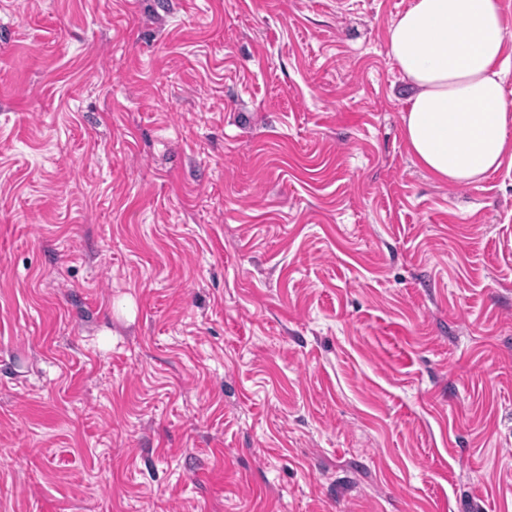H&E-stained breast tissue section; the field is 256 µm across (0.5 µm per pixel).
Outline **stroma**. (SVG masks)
I'll return each mask as SVG.
<instances>
[{
  "label": "stroma",
  "mask_w": 512,
  "mask_h": 512,
  "mask_svg": "<svg viewBox=\"0 0 512 512\" xmlns=\"http://www.w3.org/2000/svg\"><path fill=\"white\" fill-rule=\"evenodd\" d=\"M412 0H0V512H512V161L410 153Z\"/></svg>",
  "instance_id": "obj_1"
}]
</instances>
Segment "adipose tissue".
I'll return each instance as SVG.
<instances>
[{
  "label": "adipose tissue",
  "mask_w": 512,
  "mask_h": 512,
  "mask_svg": "<svg viewBox=\"0 0 512 512\" xmlns=\"http://www.w3.org/2000/svg\"><path fill=\"white\" fill-rule=\"evenodd\" d=\"M389 46L414 89L403 136L430 175L468 184L512 157L502 81L512 44L500 0H412L390 27Z\"/></svg>",
  "instance_id": "1"
}]
</instances>
